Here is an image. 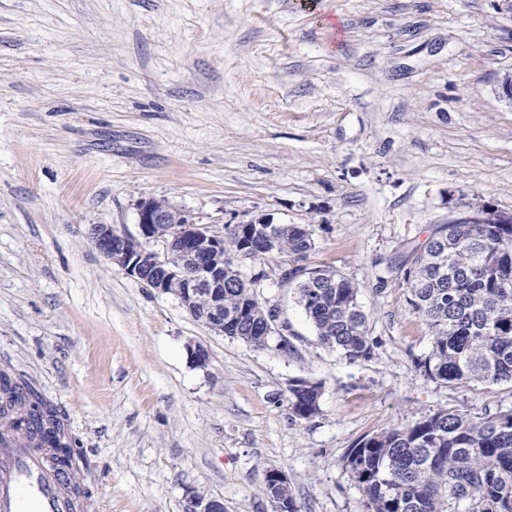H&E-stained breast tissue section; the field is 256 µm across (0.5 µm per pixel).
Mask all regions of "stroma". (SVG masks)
<instances>
[{
    "label": "stroma",
    "mask_w": 512,
    "mask_h": 512,
    "mask_svg": "<svg viewBox=\"0 0 512 512\" xmlns=\"http://www.w3.org/2000/svg\"><path fill=\"white\" fill-rule=\"evenodd\" d=\"M504 0H0V366L34 379L88 464L74 512H366L362 437L512 385L421 375L427 326L398 267L465 204L512 213ZM163 199L214 232L313 231L305 264L359 288L372 356L323 346L284 257L244 265L277 309L267 348L214 333L93 246ZM210 354L193 367L187 344ZM318 384L293 417L288 390ZM320 386L306 381H297L289 388L288 409L300 419H309L319 412Z\"/></svg>",
    "instance_id": "stroma-1"
}]
</instances>
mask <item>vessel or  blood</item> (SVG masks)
<instances>
[{
    "label": "vessel or blood",
    "instance_id": "1",
    "mask_svg": "<svg viewBox=\"0 0 512 512\" xmlns=\"http://www.w3.org/2000/svg\"><path fill=\"white\" fill-rule=\"evenodd\" d=\"M65 483L31 449L0 450V512H68Z\"/></svg>",
    "mask_w": 512,
    "mask_h": 512
}]
</instances>
